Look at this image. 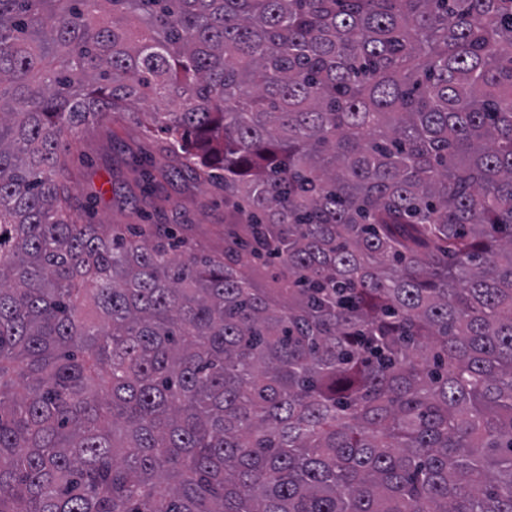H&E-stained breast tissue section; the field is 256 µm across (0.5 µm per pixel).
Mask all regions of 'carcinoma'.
I'll return each mask as SVG.
<instances>
[{
	"instance_id": "1",
	"label": "carcinoma",
	"mask_w": 512,
	"mask_h": 512,
	"mask_svg": "<svg viewBox=\"0 0 512 512\" xmlns=\"http://www.w3.org/2000/svg\"><path fill=\"white\" fill-rule=\"evenodd\" d=\"M148 97L222 259L72 205ZM0 512H512V0H0Z\"/></svg>"
}]
</instances>
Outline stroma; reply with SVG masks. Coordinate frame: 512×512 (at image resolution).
Returning <instances> with one entry per match:
<instances>
[{"label": "stroma", "mask_w": 512, "mask_h": 512, "mask_svg": "<svg viewBox=\"0 0 512 512\" xmlns=\"http://www.w3.org/2000/svg\"><path fill=\"white\" fill-rule=\"evenodd\" d=\"M162 138L132 119L84 126L67 151V180L90 223L175 224L208 253H224V197L161 153Z\"/></svg>", "instance_id": "obj_1"}]
</instances>
